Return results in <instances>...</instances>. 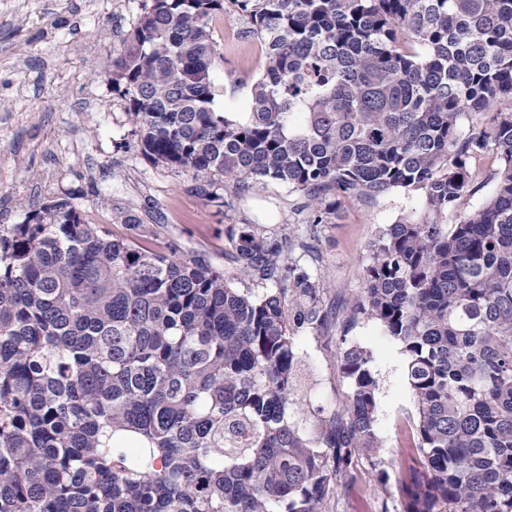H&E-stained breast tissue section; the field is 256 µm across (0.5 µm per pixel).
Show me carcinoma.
<instances>
[{
    "label": "carcinoma",
    "instance_id": "carcinoma-1",
    "mask_svg": "<svg viewBox=\"0 0 512 512\" xmlns=\"http://www.w3.org/2000/svg\"><path fill=\"white\" fill-rule=\"evenodd\" d=\"M232 4L266 57L244 121L215 109L224 0H141L112 72L140 154L335 203L425 190L424 214L374 242L349 321L406 356L404 512H512V0ZM489 151L493 189L470 210ZM334 214L318 199L309 227ZM230 243L233 272L275 290L66 199L0 226V512H321L349 489L377 447L373 352L341 337L351 393L306 433L286 413L295 341L329 320L291 256L308 245L254 224Z\"/></svg>",
    "mask_w": 512,
    "mask_h": 512
}]
</instances>
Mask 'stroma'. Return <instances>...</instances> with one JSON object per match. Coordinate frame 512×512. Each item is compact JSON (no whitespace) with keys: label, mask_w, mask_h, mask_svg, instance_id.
Instances as JSON below:
<instances>
[{"label":"stroma","mask_w":512,"mask_h":512,"mask_svg":"<svg viewBox=\"0 0 512 512\" xmlns=\"http://www.w3.org/2000/svg\"><path fill=\"white\" fill-rule=\"evenodd\" d=\"M139 0H0V225L22 223L28 206L69 199L86 223L128 238L151 234L156 249L178 242L224 270L229 230L255 224L270 236L305 234L308 198L271 182L241 190L231 180L197 178L141 157L126 104L112 89V57L132 28ZM219 60L215 106L246 117L252 79L265 58L246 19L232 4L212 15ZM424 192L401 189L343 202L318 225L303 264L321 279L330 313L321 334L299 337L296 354L306 384L304 425L342 408L350 386L339 359L341 336L371 350L378 381L375 431L380 446L354 460L355 480L322 512H403V484L413 451L414 401L398 346L368 319L344 322L364 288L372 245L389 225L422 212ZM137 218L130 229L123 216Z\"/></svg>","instance_id":"obj_1"}]
</instances>
